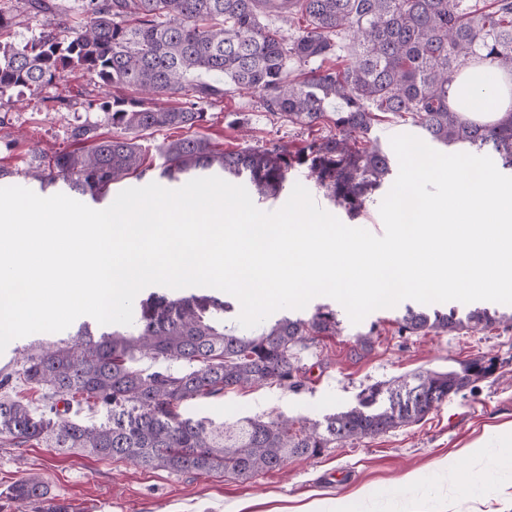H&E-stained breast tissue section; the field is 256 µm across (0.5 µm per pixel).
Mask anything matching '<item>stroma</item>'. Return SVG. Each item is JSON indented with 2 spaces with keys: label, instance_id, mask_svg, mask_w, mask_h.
Wrapping results in <instances>:
<instances>
[{
  "label": "stroma",
  "instance_id": "stroma-1",
  "mask_svg": "<svg viewBox=\"0 0 512 512\" xmlns=\"http://www.w3.org/2000/svg\"><path fill=\"white\" fill-rule=\"evenodd\" d=\"M55 2L57 16L79 31L87 20L83 0ZM54 17L25 12L16 40L38 36ZM107 95L95 79L77 74L40 96L22 91L0 100V187L38 190L27 169L40 153L72 148L79 125L107 134V116L95 105ZM201 109L209 116L202 132L221 149L272 140L298 146L324 133L320 127L273 119L246 93L202 104ZM320 307L335 310L339 330L301 350V386L236 388L184 403L180 414L217 424L249 418L312 423L357 406L362 391L377 383L443 372L478 356L494 359L497 370L441 401L417 423L325 449L316 457H293L282 468L246 479L220 472L176 475L124 459L63 455L34 441L21 447L0 445V512H18L7 498L8 488L29 473L38 475L70 512H304L317 502L329 512L338 500L361 490L368 493L366 512H512V466L496 451L500 436L512 434V305L484 302L496 321L481 331L465 327L417 336L400 332L401 304L372 311L355 324L340 303L318 296L297 315L308 318ZM72 335L69 329L36 333L14 339L0 353V377H12L7 395L28 402L34 415L43 411L40 393L16 378L18 362L32 347ZM451 458L458 466L454 483L442 468ZM414 472L423 475V483L402 487V479Z\"/></svg>",
  "mask_w": 512,
  "mask_h": 512
}]
</instances>
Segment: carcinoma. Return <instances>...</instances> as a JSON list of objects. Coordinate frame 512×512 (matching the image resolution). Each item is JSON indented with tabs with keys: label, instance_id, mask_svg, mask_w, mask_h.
<instances>
[{
	"label": "carcinoma",
	"instance_id": "1",
	"mask_svg": "<svg viewBox=\"0 0 512 512\" xmlns=\"http://www.w3.org/2000/svg\"><path fill=\"white\" fill-rule=\"evenodd\" d=\"M87 21L71 33L60 20L24 43L11 40L20 15L0 7V100L16 90L37 96L71 73L98 79L123 95L101 103L112 134L82 126L73 137L91 145L40 157L27 176L62 179L84 195L145 175L140 134L190 131L206 113L198 102L231 93L256 97L271 117L330 132L292 149L286 145L217 150L198 133L164 142L162 177L191 171L246 176L259 198L277 197L288 175L303 167L324 196L358 217L384 185L390 157L369 137L382 114L406 116L426 138L498 155L512 168V107L479 119L452 105L448 87L466 70L476 77L512 74V0H86ZM277 16L298 29L285 38L263 22ZM353 53L341 55V40ZM222 75L224 86L202 80ZM180 96L179 106L156 97ZM130 325L84 328L73 343L23 357L19 377L43 391L49 410L63 402L101 405L112 423L89 427L36 418L29 405L0 397V439L13 446L41 442L58 453L125 458L173 474L222 472L251 477L282 468L291 457L320 455L421 421L434 406L395 411L369 404L295 427L290 420L248 419L214 425L184 418V402L262 385L295 387L298 349L334 336L336 313L319 309L307 320L284 316L258 335L240 336L213 320L232 303L215 295L170 298L153 292ZM461 326L454 313L407 309L402 330L426 334ZM148 357L161 367L135 365ZM176 363L187 365L170 370ZM494 359L474 358L447 372L414 374L370 386L371 392L459 393L492 376ZM10 498L66 512L48 498L36 475L16 480Z\"/></svg>",
	"mask_w": 512,
	"mask_h": 512
}]
</instances>
